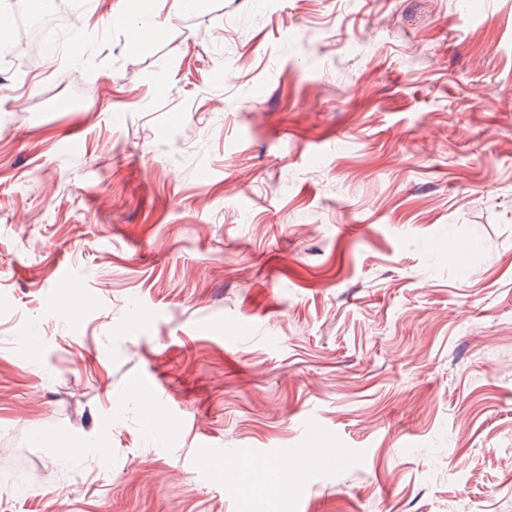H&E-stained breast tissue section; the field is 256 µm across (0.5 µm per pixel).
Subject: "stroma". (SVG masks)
I'll return each instance as SVG.
<instances>
[{"label": "stroma", "mask_w": 512, "mask_h": 512, "mask_svg": "<svg viewBox=\"0 0 512 512\" xmlns=\"http://www.w3.org/2000/svg\"><path fill=\"white\" fill-rule=\"evenodd\" d=\"M124 5L0 31V512H246L210 445L344 449L270 512H512V0Z\"/></svg>", "instance_id": "stroma-1"}]
</instances>
